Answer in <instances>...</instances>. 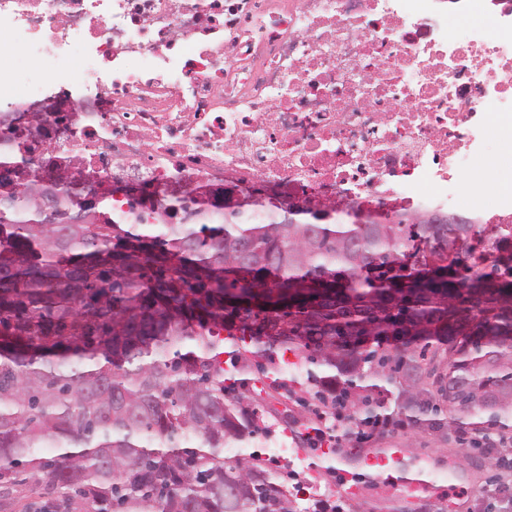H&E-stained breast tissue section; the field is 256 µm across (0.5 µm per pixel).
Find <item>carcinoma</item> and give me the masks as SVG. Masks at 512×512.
<instances>
[{
  "label": "carcinoma",
  "mask_w": 512,
  "mask_h": 512,
  "mask_svg": "<svg viewBox=\"0 0 512 512\" xmlns=\"http://www.w3.org/2000/svg\"><path fill=\"white\" fill-rule=\"evenodd\" d=\"M99 214L0 199V512H301L248 451V375L292 396L287 353L344 438L512 433L511 229L478 256L462 220Z\"/></svg>",
  "instance_id": "carcinoma-1"
}]
</instances>
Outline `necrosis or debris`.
Masks as SVG:
<instances>
[{
  "mask_svg": "<svg viewBox=\"0 0 512 512\" xmlns=\"http://www.w3.org/2000/svg\"><path fill=\"white\" fill-rule=\"evenodd\" d=\"M469 25L456 38L448 19ZM37 63L21 71L18 59ZM49 102L0 151L89 182L108 222H255L281 200L363 224L462 215L478 252L512 225V0H0V123ZM490 203L459 204L462 184ZM493 119L510 120V119L501 117L496 112H488L489 125H491V121ZM491 131L496 139L492 136V139L490 141V149L492 151L496 152L499 150V147L501 145L503 147V149H505L508 152H511L512 151V123H510V122L503 123V122L494 120L491 125Z\"/></svg>",
  "mask_w": 512,
  "mask_h": 512,
  "instance_id": "necrosis-or-debris-1",
  "label": "necrosis or debris"
}]
</instances>
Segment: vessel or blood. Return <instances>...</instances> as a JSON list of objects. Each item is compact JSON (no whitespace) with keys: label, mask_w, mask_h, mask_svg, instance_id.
<instances>
[{"label":"vessel or blood","mask_w":512,"mask_h":512,"mask_svg":"<svg viewBox=\"0 0 512 512\" xmlns=\"http://www.w3.org/2000/svg\"><path fill=\"white\" fill-rule=\"evenodd\" d=\"M406 449L403 448H365L357 451L351 458H343L339 449L322 447L317 449V458L333 461L339 464L344 477L340 492L353 500L361 499L362 492L357 482L358 470L368 469L381 473L396 487L407 489L408 494L399 498L400 512H411L414 503L411 493L423 491L431 485V471L418 463L406 462Z\"/></svg>","instance_id":"vessel-or-blood-1"}]
</instances>
